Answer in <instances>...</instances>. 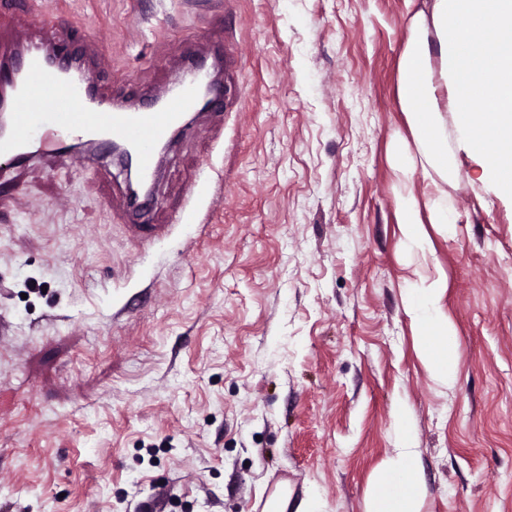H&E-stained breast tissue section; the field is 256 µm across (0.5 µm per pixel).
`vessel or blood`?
Returning a JSON list of instances; mask_svg holds the SVG:
<instances>
[{"label": "vessel or blood", "mask_w": 512, "mask_h": 512, "mask_svg": "<svg viewBox=\"0 0 512 512\" xmlns=\"http://www.w3.org/2000/svg\"><path fill=\"white\" fill-rule=\"evenodd\" d=\"M41 30L37 39L10 46L0 41V64L17 68L18 78L5 112L0 113V161L13 165L38 164L61 154L70 141L92 145L117 142L133 155L141 174L153 176L160 149L176 133L186 131V115L199 104L202 90L213 79L201 77L207 56L192 59V73L164 86L156 96L135 101L123 93L101 94L83 78L50 73L42 48H66L70 34L60 24V13L50 8L34 11ZM129 238L139 246L163 240L165 224H131Z\"/></svg>", "instance_id": "b4317fda"}]
</instances>
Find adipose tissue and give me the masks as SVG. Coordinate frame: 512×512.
Segmentation results:
<instances>
[{"label": "adipose tissue", "mask_w": 512, "mask_h": 512, "mask_svg": "<svg viewBox=\"0 0 512 512\" xmlns=\"http://www.w3.org/2000/svg\"><path fill=\"white\" fill-rule=\"evenodd\" d=\"M411 16V36L400 58L399 97L422 167L398 164L399 224L407 246L427 249L425 223L456 221L446 187L457 176V162L448 151L438 115L458 116V132L476 157L484 177L505 194H512V107L502 105L512 93V0H404ZM481 97L496 104L491 121H479L470 103ZM426 190L415 195L416 178ZM445 285L408 292L406 309L422 336L443 337L426 345L422 358L430 370L454 384L455 332L442 314ZM400 451L380 474L368 512H417L421 488L415 455L406 429H399Z\"/></svg>", "instance_id": "1"}]
</instances>
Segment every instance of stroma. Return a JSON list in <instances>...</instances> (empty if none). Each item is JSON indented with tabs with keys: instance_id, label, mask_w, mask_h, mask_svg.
<instances>
[{
	"instance_id": "obj_1",
	"label": "stroma",
	"mask_w": 512,
	"mask_h": 512,
	"mask_svg": "<svg viewBox=\"0 0 512 512\" xmlns=\"http://www.w3.org/2000/svg\"><path fill=\"white\" fill-rule=\"evenodd\" d=\"M48 5L99 92L159 91L219 38L229 98L160 163L156 245L108 154L0 195V512H264L284 482L286 512H367L401 424L420 512H512V197L461 156L456 224L403 244L404 0H15L0 38ZM438 277L451 389L404 306ZM129 238L135 244L145 247L159 242L169 233L168 224H124Z\"/></svg>"
}]
</instances>
